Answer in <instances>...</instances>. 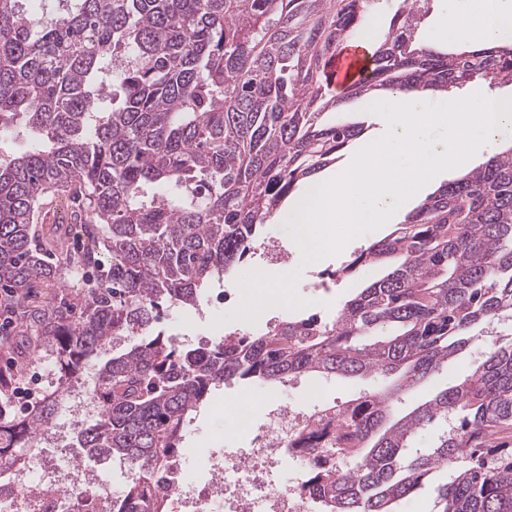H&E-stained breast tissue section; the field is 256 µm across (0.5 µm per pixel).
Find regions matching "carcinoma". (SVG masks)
<instances>
[{"label": "carcinoma", "mask_w": 512, "mask_h": 512, "mask_svg": "<svg viewBox=\"0 0 512 512\" xmlns=\"http://www.w3.org/2000/svg\"><path fill=\"white\" fill-rule=\"evenodd\" d=\"M0 0V134L20 115L33 145L0 162V335L24 337L0 365V475L53 427L63 393L109 346L148 337L105 362L100 412L76 424L87 456L133 473L108 512H168L159 469L188 418L225 381L396 375L383 394L336 409L296 443L311 461L302 493L320 512H394L429 473L467 461L437 491V512H512V341L494 343L462 382L402 416L392 396L448 363L474 327L512 319V148L439 186L404 223L344 268L398 259L336 320H286L259 336L181 346L153 327L163 307L195 306L246 259L298 185L362 132L322 120L342 97L328 67L368 33L379 0ZM428 0H400L368 73L347 95L512 84V48L442 53L417 38ZM79 210L82 247L41 213ZM78 300L45 307L35 288ZM390 325L389 336L378 327ZM33 355L60 386L19 420L7 399ZM433 448L408 455L434 422Z\"/></svg>", "instance_id": "obj_1"}]
</instances>
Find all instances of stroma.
I'll return each mask as SVG.
<instances>
[{
  "mask_svg": "<svg viewBox=\"0 0 512 512\" xmlns=\"http://www.w3.org/2000/svg\"><path fill=\"white\" fill-rule=\"evenodd\" d=\"M439 12L430 9L426 19L418 29L417 36L421 42L440 50L461 51L472 48L473 42L465 31L452 28H439L436 24ZM389 227L367 234L348 242L337 254L309 266H301L297 256H290L289 269H301L299 292L309 298L310 306L293 312L279 310L261 313L257 322L241 323L238 321L215 325L216 317L235 309V302L218 303L202 301L199 307L173 306L164 310L158 323L159 330L169 336L184 332L189 343L212 342L230 332L260 335L267 332L269 326L293 316L303 317L316 314L322 319H335L346 300L361 288L381 278L387 271L385 265L374 263H355L354 257L371 243L388 235ZM476 337L470 345L454 357L449 358L438 372L407 390L398 405L400 411H408L431 399L439 391L461 382L483 361L487 348L495 342L512 340V323L501 321L484 323L476 330ZM392 379L374 378H330L320 375H304L284 384H269L260 380L243 385L228 382L214 388L208 404L200 408L192 425L186 426L179 444L183 460L187 464L188 475L196 479L203 477L210 466L214 451L227 447L229 436L237 431L236 418L215 411L214 406L227 398H236L245 394L251 397V419L261 422L270 404L274 402L298 404L308 409L328 405H339L354 399L375 388H390ZM61 468L77 464L95 469L102 481L113 492H121L127 481L119 469L112 468L94 459H86L75 443L66 447L52 449ZM458 474L457 466H442L428 475L421 488L412 495L402 499L396 506V512H436V488L438 485L454 480Z\"/></svg>",
  "mask_w": 512,
  "mask_h": 512,
  "instance_id": "stroma-1",
  "label": "stroma"
}]
</instances>
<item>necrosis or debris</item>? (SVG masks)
Masks as SVG:
<instances>
[{"instance_id":"1","label":"necrosis or debris","mask_w":512,"mask_h":512,"mask_svg":"<svg viewBox=\"0 0 512 512\" xmlns=\"http://www.w3.org/2000/svg\"><path fill=\"white\" fill-rule=\"evenodd\" d=\"M237 417L248 423L240 437L242 447L232 453L213 454L207 478L188 480L182 459L170 464L172 512H308L309 503L301 492L305 467H298L296 476L286 480L280 471L292 456L290 445L295 435L311 423L312 411L279 405L268 411L264 423L253 425L244 406ZM36 470L41 477L39 488L34 489L30 483ZM69 481L76 490L95 487V496H43V489L57 487L60 477L51 462L34 458L15 470L8 484L0 486V499L10 502L11 512H98L100 501L111 496L95 473L76 467Z\"/></svg>"}]
</instances>
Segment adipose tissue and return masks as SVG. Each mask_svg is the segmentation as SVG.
<instances>
[{
	"mask_svg": "<svg viewBox=\"0 0 512 512\" xmlns=\"http://www.w3.org/2000/svg\"><path fill=\"white\" fill-rule=\"evenodd\" d=\"M463 0H440L443 18L462 24L489 45L512 44V0H491L487 15L473 16L462 7Z\"/></svg>",
	"mask_w": 512,
	"mask_h": 512,
	"instance_id": "obj_1",
	"label": "adipose tissue"
}]
</instances>
